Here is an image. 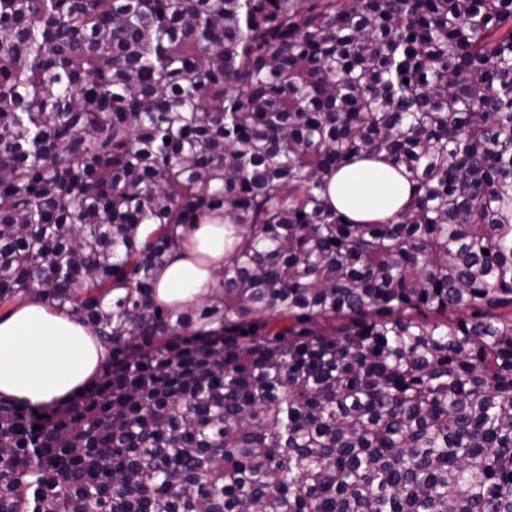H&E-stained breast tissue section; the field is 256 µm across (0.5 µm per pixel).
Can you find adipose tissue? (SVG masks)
<instances>
[{"label": "adipose tissue", "instance_id": "adipose-tissue-1", "mask_svg": "<svg viewBox=\"0 0 512 512\" xmlns=\"http://www.w3.org/2000/svg\"><path fill=\"white\" fill-rule=\"evenodd\" d=\"M334 205L353 221H382L408 200L411 186L386 161L357 159L336 172L330 182ZM205 243L208 268L191 259L190 249L173 253L158 274L161 301L186 303L205 295L224 266V227L203 224L194 232ZM106 355L89 329L38 301L18 307L0 320V395L43 404L67 400L90 379Z\"/></svg>", "mask_w": 512, "mask_h": 512}]
</instances>
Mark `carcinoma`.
Here are the masks:
<instances>
[{
  "mask_svg": "<svg viewBox=\"0 0 512 512\" xmlns=\"http://www.w3.org/2000/svg\"><path fill=\"white\" fill-rule=\"evenodd\" d=\"M360 156L386 221L330 202ZM202 224L222 276L158 301ZM35 298L108 355L0 396V512H512V0H0V319ZM408 181L386 161L356 159L330 182L334 205L355 222L382 221L395 214L411 194Z\"/></svg>",
  "mask_w": 512,
  "mask_h": 512,
  "instance_id": "obj_1",
  "label": "carcinoma"
}]
</instances>
